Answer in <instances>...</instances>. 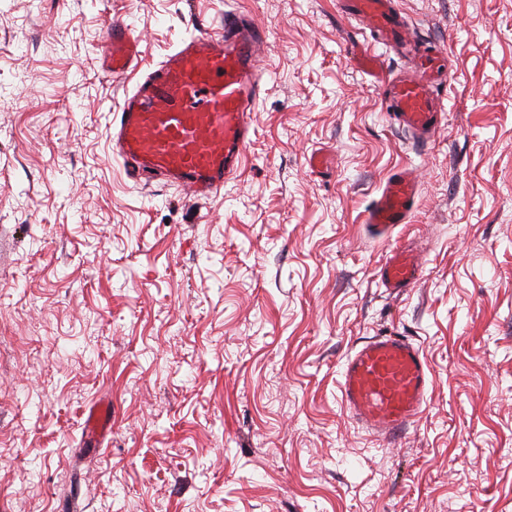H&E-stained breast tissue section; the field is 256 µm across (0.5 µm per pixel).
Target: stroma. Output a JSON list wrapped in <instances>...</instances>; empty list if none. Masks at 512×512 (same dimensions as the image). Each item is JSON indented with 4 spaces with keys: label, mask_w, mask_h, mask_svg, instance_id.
Returning a JSON list of instances; mask_svg holds the SVG:
<instances>
[{
    "label": "stroma",
    "mask_w": 512,
    "mask_h": 512,
    "mask_svg": "<svg viewBox=\"0 0 512 512\" xmlns=\"http://www.w3.org/2000/svg\"><path fill=\"white\" fill-rule=\"evenodd\" d=\"M394 5L454 67L425 146L336 0H0V512H512V0ZM235 9L268 41L242 169L200 203L132 181L107 16L152 62ZM402 165L422 272L391 295L363 215ZM389 331L433 373L395 441L338 390ZM108 429H112V405L109 403L91 410L84 426L87 440L94 444Z\"/></svg>",
    "instance_id": "1"
}]
</instances>
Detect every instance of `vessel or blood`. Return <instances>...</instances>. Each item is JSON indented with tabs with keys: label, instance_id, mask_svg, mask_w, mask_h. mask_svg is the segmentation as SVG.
<instances>
[{
	"label": "vessel or blood",
	"instance_id": "1",
	"mask_svg": "<svg viewBox=\"0 0 512 512\" xmlns=\"http://www.w3.org/2000/svg\"><path fill=\"white\" fill-rule=\"evenodd\" d=\"M382 40L398 34L389 0H336ZM263 34L239 12L228 11L220 28L204 29L151 68H143L140 41L131 26L111 20L102 46V65L115 76L130 71L140 77L113 111L110 140L113 156L123 160L135 181L156 180L181 189L193 201L220 194L236 173L251 134L250 114L262 92L257 54ZM379 89L389 120L427 141L440 126L445 105L436 93L447 74V56L423 51L415 71H385L380 61L365 62ZM419 186L411 169L388 174L364 221L376 238L386 240L409 223ZM418 257L392 249L376 276L390 290L411 287L420 277ZM432 384V372L421 348L389 331L353 346L339 383L340 400L367 430L397 437L421 414ZM112 427V407L91 410L85 421L89 442H98Z\"/></svg>",
	"mask_w": 512,
	"mask_h": 512
}]
</instances>
